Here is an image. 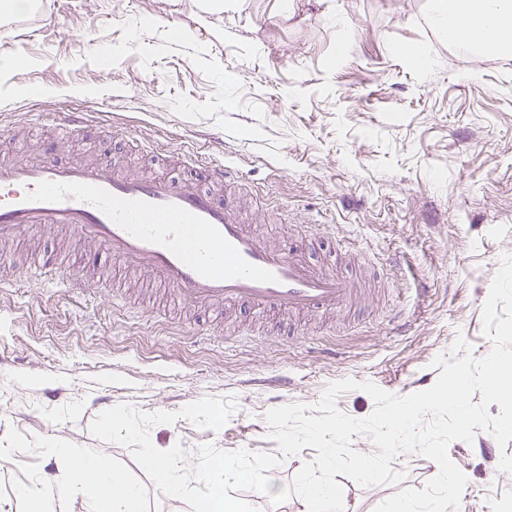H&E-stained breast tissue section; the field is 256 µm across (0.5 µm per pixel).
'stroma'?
I'll return each instance as SVG.
<instances>
[{
    "mask_svg": "<svg viewBox=\"0 0 512 512\" xmlns=\"http://www.w3.org/2000/svg\"><path fill=\"white\" fill-rule=\"evenodd\" d=\"M426 0H41L0 19V158L109 162L180 178L186 151L237 169L225 194L262 193L246 223L274 245L375 288L347 313L291 316L180 299L62 228L0 244V512H26L17 486L42 487L47 512H90L93 491L61 495L59 448L126 472L143 512H192L164 496L130 448L95 439V392L142 412L235 397L217 432L186 419L151 427L166 450L204 444L276 453L266 413L314 406L344 379L406 396L437 381L457 336L486 356L483 308L512 254V57L465 54L422 28ZM412 43L434 62L406 64ZM88 112L71 137L56 114ZM64 266L98 283L85 296L25 277ZM55 378L62 398L46 399ZM316 451L270 472L258 512H302L291 485ZM466 474L458 512H512V441L489 431L452 442ZM401 481L336 475L348 512L420 489L435 463L401 453Z\"/></svg>",
    "mask_w": 512,
    "mask_h": 512,
    "instance_id": "35a3bbf8",
    "label": "stroma"
}]
</instances>
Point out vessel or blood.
<instances>
[{"label": "vessel or blood", "instance_id": "b4317fda", "mask_svg": "<svg viewBox=\"0 0 512 512\" xmlns=\"http://www.w3.org/2000/svg\"><path fill=\"white\" fill-rule=\"evenodd\" d=\"M234 178L221 161L173 181L109 164L2 160L0 240L37 225L62 227L198 304L313 313L352 303L357 282L272 247L243 223L221 192Z\"/></svg>", "mask_w": 512, "mask_h": 512}]
</instances>
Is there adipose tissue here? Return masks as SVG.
<instances>
[{"instance_id": "ef3b65f1", "label": "adipose tissue", "mask_w": 512, "mask_h": 512, "mask_svg": "<svg viewBox=\"0 0 512 512\" xmlns=\"http://www.w3.org/2000/svg\"><path fill=\"white\" fill-rule=\"evenodd\" d=\"M423 24L458 51L484 57L512 56V0H428ZM62 492L95 489L93 512H142L141 496L125 472L93 458L68 457Z\"/></svg>"}]
</instances>
